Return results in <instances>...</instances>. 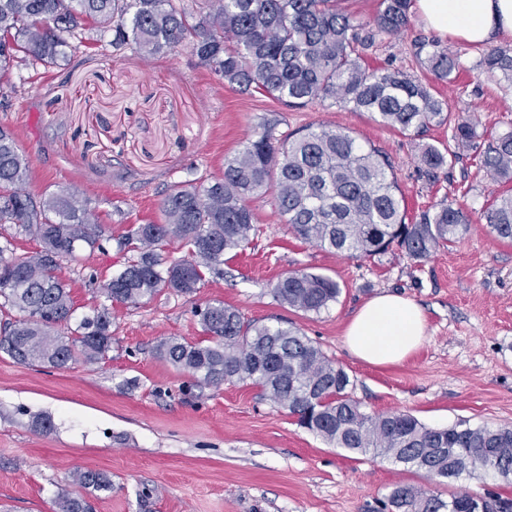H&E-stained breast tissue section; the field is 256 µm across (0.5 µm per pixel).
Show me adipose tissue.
I'll list each match as a JSON object with an SVG mask.
<instances>
[{
	"mask_svg": "<svg viewBox=\"0 0 512 512\" xmlns=\"http://www.w3.org/2000/svg\"><path fill=\"white\" fill-rule=\"evenodd\" d=\"M420 19L440 34L473 44H487L512 34V0H416ZM425 318L412 300L382 294L367 301L348 323L344 342L367 363H397L424 338Z\"/></svg>",
	"mask_w": 512,
	"mask_h": 512,
	"instance_id": "obj_1",
	"label": "adipose tissue"
}]
</instances>
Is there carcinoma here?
I'll return each mask as SVG.
<instances>
[{"instance_id": "obj_1", "label": "carcinoma", "mask_w": 512, "mask_h": 512, "mask_svg": "<svg viewBox=\"0 0 512 512\" xmlns=\"http://www.w3.org/2000/svg\"><path fill=\"white\" fill-rule=\"evenodd\" d=\"M0 0V77L20 66L60 67L82 46L88 27L118 56L129 49L144 59L191 47L198 62L242 93L253 89L289 107L330 101L367 112L402 132L451 123L448 103L422 80L401 70L370 69L359 47L370 40L364 24L338 0ZM412 0H379L377 32L399 34L409 23ZM422 64L440 80H452L458 56L446 46L422 42ZM479 67L512 79V47L486 50ZM452 141L464 147L478 135L472 123L457 122ZM455 152L425 146L419 163L434 173ZM481 167L512 181V130L497 134L481 155ZM30 162L12 133L0 128V224L35 236L40 249L16 252L0 240V308L23 317L3 324L0 353L19 364L67 369L95 362L112 348V314L102 307L76 327L73 301L58 275L61 261L84 248L102 249L112 237L93 221L87 202L60 187L41 195L26 190ZM271 194L280 215L303 240L340 255L369 258L397 246L422 261L467 230L470 214L441 201L405 223L402 196L391 164L378 148L330 125L278 136L265 126L234 155L224 158L219 178L200 177L169 187L162 199L164 222L140 224L118 241L132 251L123 269L99 290L109 301L137 304L163 290L191 294L205 272L224 275V256L247 245L258 232L250 202ZM501 240L512 241V193L493 198L480 214ZM179 240L188 253L168 261L157 246ZM293 309L318 313L337 302L333 278L295 270L273 286ZM211 343L177 338L160 342L157 355L199 382L218 387L250 381L288 408L298 424L336 448L391 458L429 478L448 479L487 470L512 480V426L472 428L457 423L431 429L404 412L370 415L347 392L350 377L320 347L286 322L244 320L222 303L198 312ZM71 330L65 336L63 330ZM83 489L111 487L104 472L76 475ZM481 501L486 512H512V500L467 491L444 500L406 485L392 488L387 512H453L460 496ZM59 512H89L81 496H64Z\"/></svg>"}]
</instances>
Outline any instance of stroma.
Here are the masks:
<instances>
[{"label": "stroma", "mask_w": 512, "mask_h": 512, "mask_svg": "<svg viewBox=\"0 0 512 512\" xmlns=\"http://www.w3.org/2000/svg\"><path fill=\"white\" fill-rule=\"evenodd\" d=\"M419 39L457 52L463 75L434 89L453 119L478 132L473 148L433 176L418 155L448 143L450 126L403 133L337 105L289 108L239 92L184 46L148 61L132 52L115 58L92 30L70 65L13 70L0 127L30 159L28 191L76 190L113 238L61 263L78 314L104 304L98 281L123 268L117 240L137 225L163 223L165 188L221 175L225 157L268 124L280 134L333 125L385 151L407 222L446 198L480 211L507 188L479 155L492 135L512 129V81L479 68L483 47L439 35L415 14L407 31L376 35L360 53L370 67L419 76ZM251 207L259 231L225 261L223 276L206 275L191 295L166 290L113 304L112 347L101 360L59 370L0 353V512H58L59 496L80 491L74 473L87 469L112 481L111 491L91 495L93 512H380L398 484L444 497L512 498V483L492 474L438 482L332 447L257 386L203 385L156 354L169 337L207 342L194 311L221 302L248 321L294 323L346 370L348 392L366 413L408 412L431 428L512 424V243L474 222L419 263L396 250L351 259L296 237L272 197ZM297 269L335 279L338 301L317 313L282 304L272 286ZM383 293L414 300L426 336L403 361L373 365L353 356L343 336L355 312Z\"/></svg>", "instance_id": "stroma-1"}]
</instances>
